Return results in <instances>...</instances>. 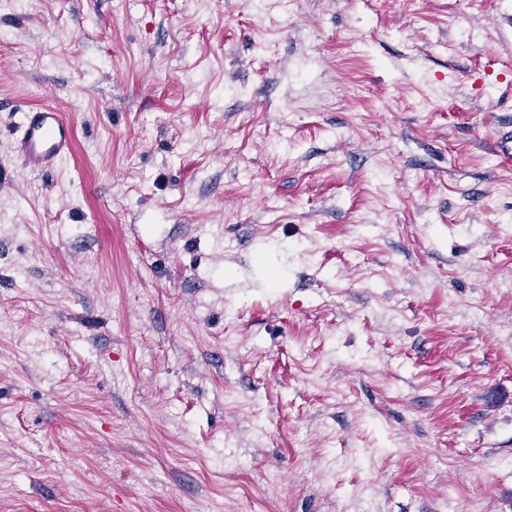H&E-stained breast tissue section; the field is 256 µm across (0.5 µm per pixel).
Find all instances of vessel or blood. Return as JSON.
I'll list each match as a JSON object with an SVG mask.
<instances>
[{
	"label": "vessel or blood",
	"instance_id": "b4317fda",
	"mask_svg": "<svg viewBox=\"0 0 512 512\" xmlns=\"http://www.w3.org/2000/svg\"><path fill=\"white\" fill-rule=\"evenodd\" d=\"M75 144L73 124L54 107L39 106L23 115L16 150L28 171L52 170Z\"/></svg>",
	"mask_w": 512,
	"mask_h": 512
}]
</instances>
